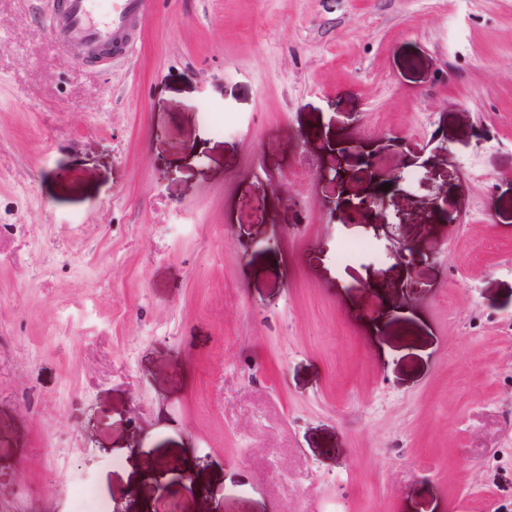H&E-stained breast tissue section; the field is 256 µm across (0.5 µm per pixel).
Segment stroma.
<instances>
[{"label": "stroma", "mask_w": 512, "mask_h": 512, "mask_svg": "<svg viewBox=\"0 0 512 512\" xmlns=\"http://www.w3.org/2000/svg\"><path fill=\"white\" fill-rule=\"evenodd\" d=\"M58 8L0 0V512H512V0ZM154 0H113L102 14L97 0H65L64 8L51 24L55 41L61 47L96 46L112 38V46L101 48L97 56H122L139 38V23L150 13Z\"/></svg>", "instance_id": "stroma-1"}]
</instances>
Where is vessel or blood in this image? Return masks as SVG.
I'll return each instance as SVG.
<instances>
[{"instance_id":"obj_1","label":"vessel or blood","mask_w":512,"mask_h":512,"mask_svg":"<svg viewBox=\"0 0 512 512\" xmlns=\"http://www.w3.org/2000/svg\"><path fill=\"white\" fill-rule=\"evenodd\" d=\"M154 0H112L107 13H100L98 0H65L51 25L61 47L96 46L113 42L116 55L132 49L139 38V23L150 13Z\"/></svg>"}]
</instances>
